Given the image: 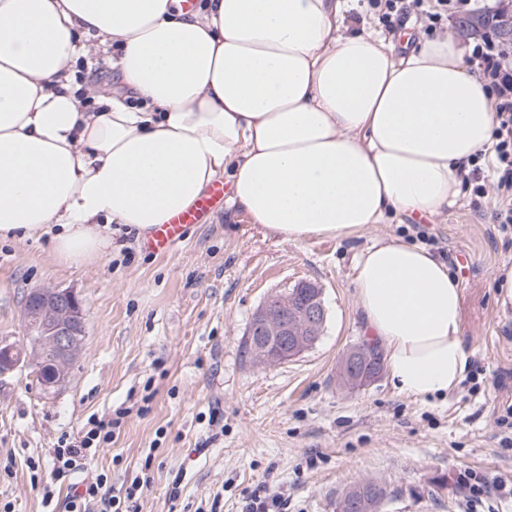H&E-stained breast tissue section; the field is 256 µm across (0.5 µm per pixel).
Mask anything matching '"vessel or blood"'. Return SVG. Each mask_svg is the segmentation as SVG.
I'll return each instance as SVG.
<instances>
[{
  "mask_svg": "<svg viewBox=\"0 0 512 512\" xmlns=\"http://www.w3.org/2000/svg\"><path fill=\"white\" fill-rule=\"evenodd\" d=\"M223 199V183H214L192 207L172 216L166 223L157 225L146 242L147 249L157 255L170 253L185 240L192 227L202 223L205 216L215 211Z\"/></svg>",
  "mask_w": 512,
  "mask_h": 512,
  "instance_id": "vessel-or-blood-1",
  "label": "vessel or blood"
}]
</instances>
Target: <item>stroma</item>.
Here are the masks:
<instances>
[{
  "instance_id": "1",
  "label": "stroma",
  "mask_w": 512,
  "mask_h": 512,
  "mask_svg": "<svg viewBox=\"0 0 512 512\" xmlns=\"http://www.w3.org/2000/svg\"><path fill=\"white\" fill-rule=\"evenodd\" d=\"M350 28L389 34L448 33L471 54L461 17L430 23L407 8L387 26L373 0H353ZM493 195L464 184L448 212L418 224H370L344 240L302 243L264 234L226 210L197 225L170 254L146 251L136 232L113 234L116 247L74 267L52 254L48 238L0 240V341L25 342L22 306L38 288L76 294L85 335L66 385L43 394L30 367L0 376V460L14 462L0 500L15 512H45L30 483L28 457L48 458L90 416L148 401L131 414L89 474L120 487L164 430L153 483L138 512H196L223 495V512H242L265 485L288 498V512H336L349 487L371 480L386 491L384 512H512V430L498 423L512 401V300L498 279L512 265V235L493 228ZM394 234L434 251L462 288L461 335L475 354L453 393L419 399L399 393L387 374L345 386L346 351L368 342L357 307L353 265L372 240ZM310 281L323 290L326 322L318 342L272 366L241 353L266 297ZM220 409L224 432L212 435ZM183 473L182 493L170 499ZM482 482L471 497L460 477Z\"/></svg>"
}]
</instances>
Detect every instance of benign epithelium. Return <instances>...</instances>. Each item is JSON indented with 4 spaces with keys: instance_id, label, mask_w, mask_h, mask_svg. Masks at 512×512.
Listing matches in <instances>:
<instances>
[{
    "instance_id": "1",
    "label": "benign epithelium",
    "mask_w": 512,
    "mask_h": 512,
    "mask_svg": "<svg viewBox=\"0 0 512 512\" xmlns=\"http://www.w3.org/2000/svg\"><path fill=\"white\" fill-rule=\"evenodd\" d=\"M309 299L295 306L281 294L269 296L252 318L247 340L261 363L279 364L312 348L319 339L326 317L322 289L313 283ZM23 319L37 333L32 351L11 344L0 346V373L25 362L40 370L53 365L41 390L50 394L62 388L69 376L84 336L85 314L78 297L70 291L40 288L31 291L23 306ZM374 346L364 343L350 349L341 364L346 383L354 387L369 382L363 368L371 360ZM382 512V500L368 499L358 491L343 497L338 512Z\"/></svg>"
}]
</instances>
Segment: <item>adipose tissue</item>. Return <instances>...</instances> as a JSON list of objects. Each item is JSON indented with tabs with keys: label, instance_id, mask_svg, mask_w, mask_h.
<instances>
[{
	"label": "adipose tissue",
	"instance_id": "obj_1",
	"mask_svg": "<svg viewBox=\"0 0 512 512\" xmlns=\"http://www.w3.org/2000/svg\"><path fill=\"white\" fill-rule=\"evenodd\" d=\"M345 0H0V237L50 235L74 266L113 225L147 236L228 178L229 208L292 242L435 217L497 125L454 38L348 30ZM105 57L126 89L78 83ZM91 100L90 109L80 98ZM393 386L445 396L474 355L462 291L431 249L387 235L353 266Z\"/></svg>",
	"mask_w": 512,
	"mask_h": 512
}]
</instances>
